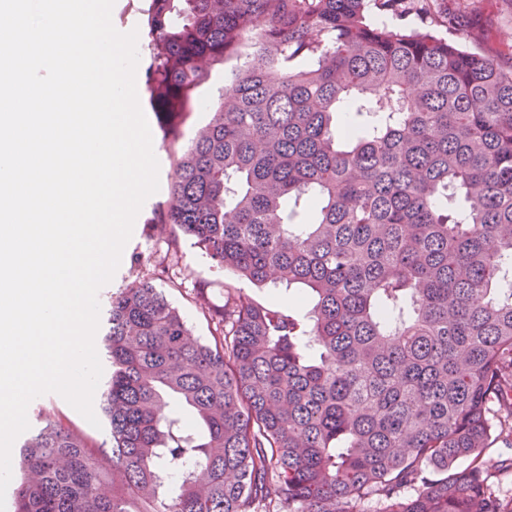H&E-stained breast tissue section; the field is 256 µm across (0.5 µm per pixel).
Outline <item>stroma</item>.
<instances>
[{
  "label": "stroma",
  "instance_id": "obj_1",
  "mask_svg": "<svg viewBox=\"0 0 512 512\" xmlns=\"http://www.w3.org/2000/svg\"><path fill=\"white\" fill-rule=\"evenodd\" d=\"M480 16L479 24L471 29L449 33L448 38L467 49H475L490 56H498L503 44L512 39V0H472ZM145 115L153 137V150L159 161V190L138 214L133 234L125 246L121 263L112 281L101 288L100 303H107L110 295L123 288L131 280V264L141 259L142 268L153 271L155 266L166 265L167 271L155 274L154 283L177 306L193 336L211 339L214 325L195 303L196 287L206 284L211 307L224 303V286L234 283L232 274L215 268L202 250L182 239L170 244L167 236L157 231L159 215L168 206V187L174 175L177 151L194 138L199 128L209 120L208 112L197 109L166 122L153 112ZM67 419L72 426L99 445H109L108 426L93 427L60 395L48 393L35 398L27 411L31 427L44 424L48 413Z\"/></svg>",
  "mask_w": 512,
  "mask_h": 512
}]
</instances>
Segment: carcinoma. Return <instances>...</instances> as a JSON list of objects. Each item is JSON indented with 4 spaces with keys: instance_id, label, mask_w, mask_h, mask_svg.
Returning a JSON list of instances; mask_svg holds the SVG:
<instances>
[{
    "instance_id": "obj_1",
    "label": "carcinoma",
    "mask_w": 512,
    "mask_h": 512,
    "mask_svg": "<svg viewBox=\"0 0 512 512\" xmlns=\"http://www.w3.org/2000/svg\"><path fill=\"white\" fill-rule=\"evenodd\" d=\"M141 2L157 113L202 105L212 66L248 49L177 156L161 229L313 306L226 284L205 342L150 279L119 289L111 447L46 420L14 512H512V456L484 464L512 444V68L435 33L475 26L469 5Z\"/></svg>"
}]
</instances>
